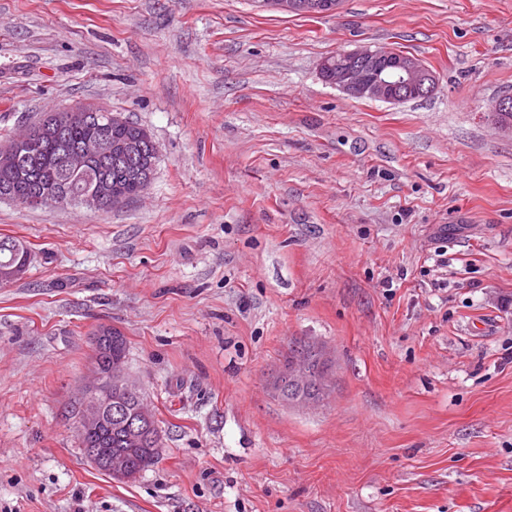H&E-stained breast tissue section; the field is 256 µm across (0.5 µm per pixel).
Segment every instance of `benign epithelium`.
<instances>
[{"label": "benign epithelium", "mask_w": 512, "mask_h": 512, "mask_svg": "<svg viewBox=\"0 0 512 512\" xmlns=\"http://www.w3.org/2000/svg\"><path fill=\"white\" fill-rule=\"evenodd\" d=\"M340 0H260V6L287 14L318 16L335 12ZM322 77L348 96L356 99L401 103L430 95L436 85L435 76L419 59L370 46H361L341 53L332 65L324 60ZM155 149L152 136L142 129L135 140H117L105 135H92L67 148L61 157L62 167L69 173H87L93 164L124 161L128 174L149 183L150 176L142 166L144 150ZM42 151L40 132L27 128L0 148V170L24 178L27 170L21 166L22 156L34 157ZM125 200L106 181L98 180L91 188L73 186L58 194H34L26 204L30 207L80 205L95 210L117 208ZM330 358L326 348L315 342L297 349L290 364L280 374V397L293 405L313 406L327 391L330 372L325 362ZM137 390L128 378L125 366L114 361L92 367V382L85 389L77 419L79 435L86 438L99 431L105 423L120 422L132 434L152 428L153 412L143 400L127 411L124 396ZM90 462L119 481H129L125 458L102 448H87Z\"/></svg>", "instance_id": "obj_1"}]
</instances>
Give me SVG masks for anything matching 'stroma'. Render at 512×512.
I'll return each instance as SVG.
<instances>
[{"label":"stroma","instance_id":"1","mask_svg":"<svg viewBox=\"0 0 512 512\" xmlns=\"http://www.w3.org/2000/svg\"><path fill=\"white\" fill-rule=\"evenodd\" d=\"M419 58L424 98L356 99L320 64ZM512 0H0V143L95 103L158 146L121 207L0 199L27 242L0 288L9 512H512ZM445 252L447 266L436 263ZM161 429L117 481L73 410L99 326ZM332 391L272 388L293 340ZM260 6L287 14L318 16L335 12L340 0H260Z\"/></svg>","mask_w":512,"mask_h":512}]
</instances>
